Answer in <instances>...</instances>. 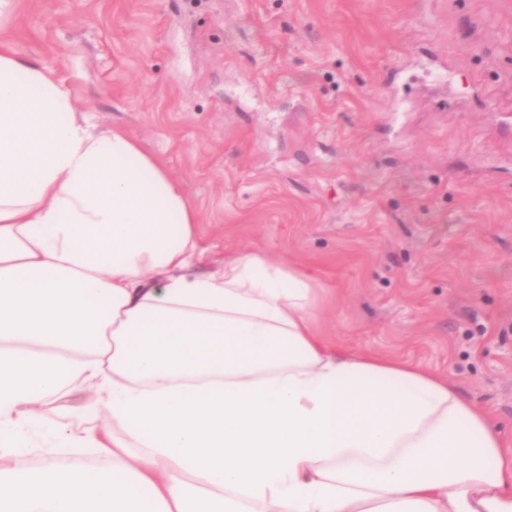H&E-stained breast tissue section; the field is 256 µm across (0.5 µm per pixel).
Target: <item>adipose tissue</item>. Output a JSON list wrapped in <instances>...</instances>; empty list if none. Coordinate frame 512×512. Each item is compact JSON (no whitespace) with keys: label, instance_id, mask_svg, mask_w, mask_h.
Returning a JSON list of instances; mask_svg holds the SVG:
<instances>
[{"label":"adipose tissue","instance_id":"obj_1","mask_svg":"<svg viewBox=\"0 0 512 512\" xmlns=\"http://www.w3.org/2000/svg\"><path fill=\"white\" fill-rule=\"evenodd\" d=\"M177 183L0 50V447L83 395L75 464L0 469V512H512V449L447 377L320 336L304 270L203 261ZM80 396H72L58 401H50L43 405L41 410V418L52 426L48 428L38 427L41 430L74 427L96 429L100 427L104 421L101 417L93 415L80 416L74 411V407L80 404Z\"/></svg>","mask_w":512,"mask_h":512}]
</instances>
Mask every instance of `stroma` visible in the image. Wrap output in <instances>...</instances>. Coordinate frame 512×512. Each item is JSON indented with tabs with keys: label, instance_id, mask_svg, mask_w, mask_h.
<instances>
[{
	"label": "stroma",
	"instance_id": "obj_1",
	"mask_svg": "<svg viewBox=\"0 0 512 512\" xmlns=\"http://www.w3.org/2000/svg\"><path fill=\"white\" fill-rule=\"evenodd\" d=\"M95 133L155 156L206 260L318 280L322 336L447 375L512 444V0H15ZM79 397L53 427L95 429Z\"/></svg>",
	"mask_w": 512,
	"mask_h": 512
}]
</instances>
